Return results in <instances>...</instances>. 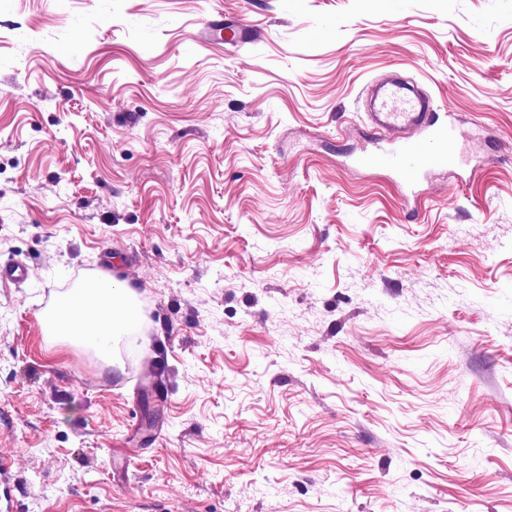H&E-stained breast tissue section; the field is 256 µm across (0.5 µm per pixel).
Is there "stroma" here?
<instances>
[{
    "label": "stroma",
    "mask_w": 512,
    "mask_h": 512,
    "mask_svg": "<svg viewBox=\"0 0 512 512\" xmlns=\"http://www.w3.org/2000/svg\"><path fill=\"white\" fill-rule=\"evenodd\" d=\"M393 69L466 158L414 204ZM10 264L0 512H512V0H0ZM102 270L117 368L41 322ZM254 31L247 33L245 28L236 23L224 24V18L211 17L206 20L200 33L202 41L212 44H244L255 38ZM365 126L373 148L354 160L392 173L417 201L418 189L434 171L454 168L461 155L455 124L431 112V99L406 82L385 78L368 83Z\"/></svg>",
    "instance_id": "1"
}]
</instances>
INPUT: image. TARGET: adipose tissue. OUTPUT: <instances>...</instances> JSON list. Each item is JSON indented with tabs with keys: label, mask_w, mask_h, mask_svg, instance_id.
Instances as JSON below:
<instances>
[{
	"label": "adipose tissue",
	"mask_w": 512,
	"mask_h": 512,
	"mask_svg": "<svg viewBox=\"0 0 512 512\" xmlns=\"http://www.w3.org/2000/svg\"><path fill=\"white\" fill-rule=\"evenodd\" d=\"M133 297L131 289L100 276L87 287L71 289L45 311L44 331L53 342L69 343L111 361L117 339L140 319Z\"/></svg>",
	"instance_id": "1"
}]
</instances>
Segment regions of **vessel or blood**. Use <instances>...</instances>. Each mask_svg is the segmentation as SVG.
I'll return each mask as SVG.
<instances>
[{"label": "vessel or blood", "instance_id": "obj_1", "mask_svg": "<svg viewBox=\"0 0 512 512\" xmlns=\"http://www.w3.org/2000/svg\"><path fill=\"white\" fill-rule=\"evenodd\" d=\"M200 38L236 45L253 40L254 35L239 24L212 17L206 20ZM364 93L372 148L356 158V165L392 173L413 197L429 174L458 165L461 155L455 124L434 113L428 96L394 78L368 83Z\"/></svg>", "mask_w": 512, "mask_h": 512}]
</instances>
